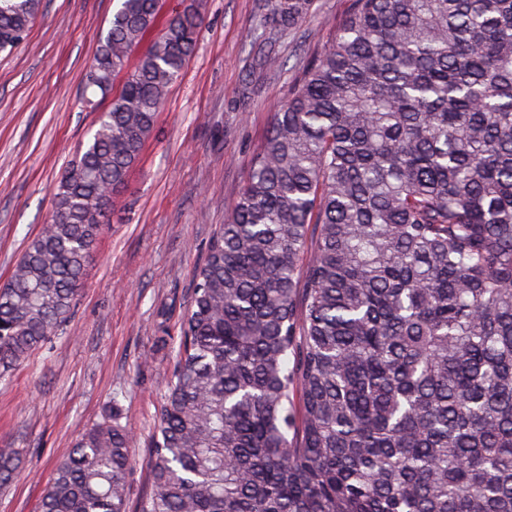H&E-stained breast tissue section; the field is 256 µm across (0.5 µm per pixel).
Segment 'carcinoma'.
Here are the masks:
<instances>
[{
  "label": "carcinoma",
  "mask_w": 512,
  "mask_h": 512,
  "mask_svg": "<svg viewBox=\"0 0 512 512\" xmlns=\"http://www.w3.org/2000/svg\"><path fill=\"white\" fill-rule=\"evenodd\" d=\"M160 4L119 0L92 51L96 130L0 287L4 372L66 321L195 50L198 8ZM312 5L268 0L261 66ZM39 7L0 0V53ZM132 444L114 399L41 512H126ZM154 448L138 512H512V0H351L210 238Z\"/></svg>",
  "instance_id": "carcinoma-1"
}]
</instances>
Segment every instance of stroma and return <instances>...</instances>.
<instances>
[{"label":"stroma","instance_id":"stroma-1","mask_svg":"<svg viewBox=\"0 0 512 512\" xmlns=\"http://www.w3.org/2000/svg\"><path fill=\"white\" fill-rule=\"evenodd\" d=\"M350 2L315 0L280 55L319 52ZM116 6L42 0L24 42L0 53V285L49 220L63 165L94 131L81 91ZM265 11L266 0H203L195 51L114 200L62 331L0 375V451L20 463L0 487V512H40L57 464L115 397L135 441L127 512L153 492L154 419L176 350L160 339L178 337L206 245L298 77L256 64L250 45Z\"/></svg>","mask_w":512,"mask_h":512}]
</instances>
